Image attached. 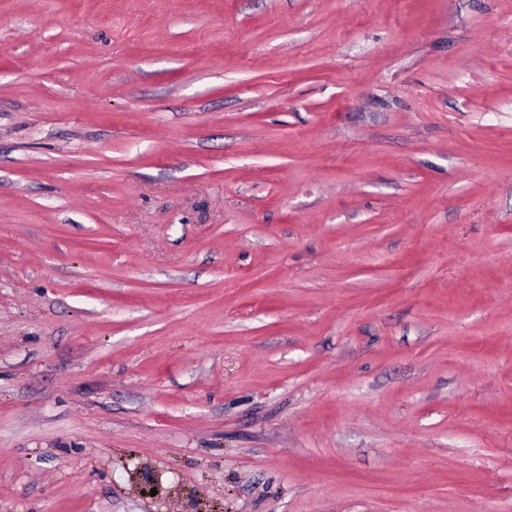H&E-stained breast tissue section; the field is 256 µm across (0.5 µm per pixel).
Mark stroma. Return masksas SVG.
Here are the masks:
<instances>
[{"label": "stroma", "instance_id": "1", "mask_svg": "<svg viewBox=\"0 0 512 512\" xmlns=\"http://www.w3.org/2000/svg\"><path fill=\"white\" fill-rule=\"evenodd\" d=\"M0 512H512V0H0Z\"/></svg>", "mask_w": 512, "mask_h": 512}]
</instances>
